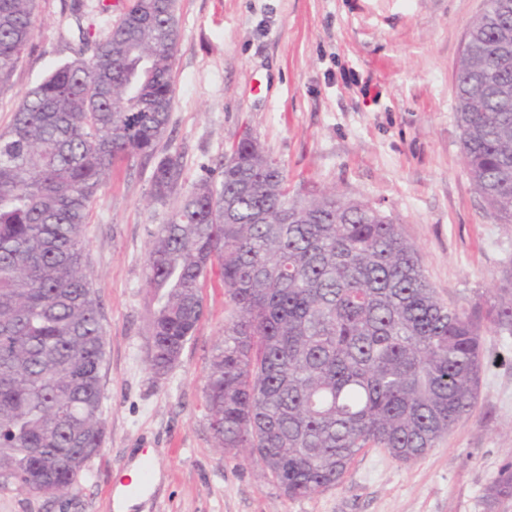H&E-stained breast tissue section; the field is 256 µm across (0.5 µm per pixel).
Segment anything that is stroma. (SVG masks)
Wrapping results in <instances>:
<instances>
[{
	"instance_id": "1",
	"label": "stroma",
	"mask_w": 512,
	"mask_h": 512,
	"mask_svg": "<svg viewBox=\"0 0 512 512\" xmlns=\"http://www.w3.org/2000/svg\"><path fill=\"white\" fill-rule=\"evenodd\" d=\"M128 0H36L35 36L0 85V130L26 92L73 58L79 31L102 38ZM110 12H102L103 4ZM175 100L167 136L182 175L152 200V162L109 172L83 238L105 328L104 443L63 499L0 486V512H116L113 483L149 454L158 480L130 512H512L487 485L512 461V335L486 331L472 412L423 457L363 449L338 485L290 499L255 460L225 458L205 407L208 364L230 307L219 272L177 365L149 367L148 245L183 195L251 131L288 191L333 189L379 208L418 250L451 307L493 301L512 263V224L496 219L464 168L455 71L484 0H177Z\"/></svg>"
}]
</instances>
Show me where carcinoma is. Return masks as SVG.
Instances as JSON below:
<instances>
[{
	"label": "carcinoma",
	"mask_w": 512,
	"mask_h": 512,
	"mask_svg": "<svg viewBox=\"0 0 512 512\" xmlns=\"http://www.w3.org/2000/svg\"><path fill=\"white\" fill-rule=\"evenodd\" d=\"M176 0H130L107 34L80 31L74 59L25 95L0 132V480L71 491L102 451L99 302L83 231L104 176L154 162L151 196L182 174L162 144L175 97ZM35 36L34 0H0V82ZM461 149L475 192L512 224V0H485L456 69ZM154 234L150 367L179 361L218 268L231 306L205 398L224 452L247 448L285 496L341 482L364 448L423 455L474 407L482 330L512 335V266L498 299L451 308L417 249L379 209L333 191L288 193L250 139ZM512 499V462L488 485Z\"/></svg>",
	"instance_id": "obj_1"
}]
</instances>
